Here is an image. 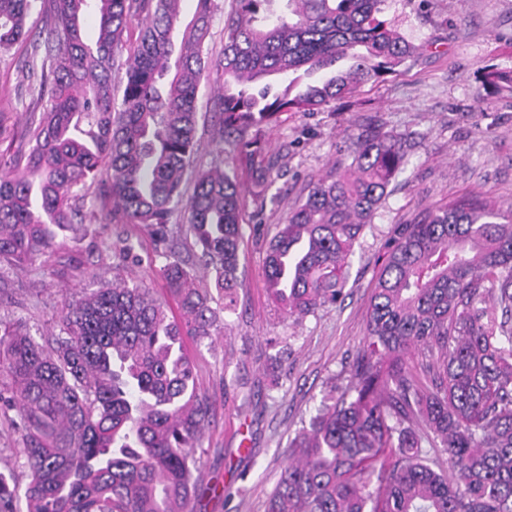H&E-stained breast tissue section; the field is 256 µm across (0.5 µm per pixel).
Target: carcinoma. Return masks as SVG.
Masks as SVG:
<instances>
[{
  "label": "carcinoma",
  "instance_id": "cac0c4a2",
  "mask_svg": "<svg viewBox=\"0 0 512 512\" xmlns=\"http://www.w3.org/2000/svg\"><path fill=\"white\" fill-rule=\"evenodd\" d=\"M269 2L233 0L217 69L218 134L234 162L193 171L187 197L215 0H197L183 29L180 0H0V52L31 44L27 92L43 105L28 152L0 158V264H33L60 231L140 224L182 311L115 278L64 302L56 333L37 339L21 318L0 322V402L15 411L27 477L21 489L0 471V512H186L198 494L193 449L213 401L185 339L203 342L236 310L241 178L251 174L258 197L274 183L265 128L338 102L421 50L384 18L388 0H285L277 16ZM142 12L139 43L121 60ZM486 78L512 93V70ZM358 139L349 166L319 180L268 244L269 297L297 320L342 295L354 246L404 164L403 137L376 125ZM97 183L112 208L85 212L81 191ZM182 216L211 288L173 250ZM132 257L127 239L97 246L101 262ZM425 444L448 455L457 482ZM289 448L267 512H512V210L476 195L401 225L349 384Z\"/></svg>",
  "mask_w": 512,
  "mask_h": 512
}]
</instances>
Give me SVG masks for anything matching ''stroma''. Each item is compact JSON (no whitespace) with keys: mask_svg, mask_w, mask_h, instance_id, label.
Returning <instances> with one entry per match:
<instances>
[{"mask_svg":"<svg viewBox=\"0 0 512 512\" xmlns=\"http://www.w3.org/2000/svg\"><path fill=\"white\" fill-rule=\"evenodd\" d=\"M208 42L210 67L197 97L194 165L209 168L220 148L215 68L224 49L232 0H216ZM385 17L423 52L341 103L317 112H285L265 131L279 176L265 199L243 191L235 313L228 329L188 341L201 389L214 399L212 423L195 455L201 490L191 512H265L288 444L308 425L331 389L344 388L366 338L367 308L387 244L420 211L465 196L512 208V94L485 80L488 68L512 70V0H392ZM30 45L0 53V152L17 150L33 104ZM406 135L405 164L354 246L342 298L302 321L271 302L264 260L269 241L313 183L349 164L368 125ZM130 239L136 260L101 265L98 241ZM155 244L137 224H100L95 235L64 238L33 264L0 267V318L25 319L32 336L51 331L65 299L120 276L151 288L172 314L180 306L151 258ZM284 346L276 356L271 341Z\"/></svg>","mask_w":512,"mask_h":512,"instance_id":"stroma-1","label":"stroma"}]
</instances>
